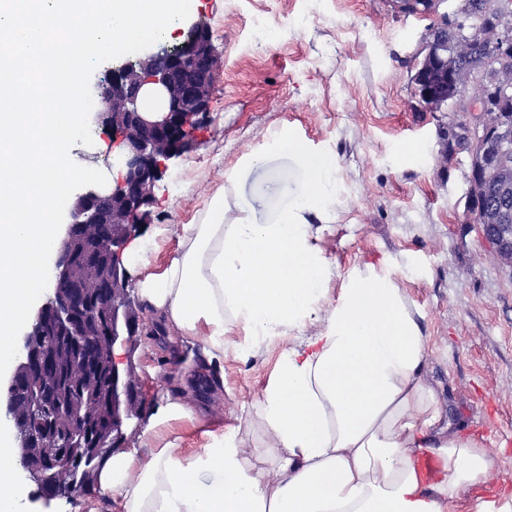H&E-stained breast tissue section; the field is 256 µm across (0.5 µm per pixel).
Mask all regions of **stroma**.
Masks as SVG:
<instances>
[{"instance_id":"obj_1","label":"stroma","mask_w":512,"mask_h":512,"mask_svg":"<svg viewBox=\"0 0 512 512\" xmlns=\"http://www.w3.org/2000/svg\"><path fill=\"white\" fill-rule=\"evenodd\" d=\"M267 21L257 36L252 21ZM207 24L223 60L210 122L192 151L170 164L140 237L168 228L133 279L161 272L183 225L202 218L224 173L261 150L282 128L312 149L334 153L336 218L320 242L334 263L338 292L357 263L390 259L416 304L427 337L424 377L443 422L479 435L491 456L480 482L460 491L452 512L499 508L512 490V274L465 224L464 164L444 166L437 121L414 97L410 77L427 20L396 13L391 0H194L172 42L191 22ZM291 161L270 157L244 195L260 216L277 206L267 182H290ZM133 361L151 415L166 398L189 396L198 417L170 423L164 440L184 452L209 429L235 426L245 447L265 436L242 413L272 378L281 345L260 344L247 360L226 352L214 365L204 334L179 336L141 306Z\"/></svg>"}]
</instances>
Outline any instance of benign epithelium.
<instances>
[{
	"mask_svg": "<svg viewBox=\"0 0 512 512\" xmlns=\"http://www.w3.org/2000/svg\"><path fill=\"white\" fill-rule=\"evenodd\" d=\"M406 16L431 19L430 39L421 42L412 88L427 112H454L442 124L452 143L440 153L466 160L468 223L479 226L484 242L512 275V219L502 211L488 212L472 201L492 180L503 189L512 185V132L497 113L473 101L467 83L448 75L436 62L435 43L448 25L475 29L491 43L509 41L512 30L490 25L482 15L460 9L442 10L447 0H393ZM191 24L192 32L179 52L162 48L128 66L111 70L97 85V123L112 129V186L78 195L69 210L64 236L54 244L50 294L35 312L17 347L14 369L0 399L17 442V459L24 477L33 483L45 506L70 499L90 482H97L112 455L138 430L141 414L133 409L139 380L130 366L114 357L118 345L128 347L137 335L129 318L131 277L124 252L150 207L169 164L196 142V128L207 115L210 91L218 68L211 36ZM96 257L89 264L75 259L77 245ZM59 338L46 347V337ZM107 384L108 417L101 424L98 382ZM56 406L42 426V438L21 427L28 412ZM65 446L50 448L57 436Z\"/></svg>",
	"mask_w": 512,
	"mask_h": 512,
	"instance_id": "obj_1",
	"label": "benign epithelium"
}]
</instances>
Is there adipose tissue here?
Wrapping results in <instances>:
<instances>
[{"mask_svg":"<svg viewBox=\"0 0 512 512\" xmlns=\"http://www.w3.org/2000/svg\"><path fill=\"white\" fill-rule=\"evenodd\" d=\"M290 159L295 187L258 217L243 184L270 155ZM337 160L290 130L224 176L200 223L184 225L165 269L137 283L141 297L181 335L206 329L216 355L248 358L258 342L287 339L273 378L248 406L266 441L243 447L236 428L208 434L200 451L174 442L148 458L118 452L102 494L121 512H448L489 468L480 441L440 426L423 375L419 313L388 260L355 264L336 298L319 242L330 228ZM243 343L228 345L231 329ZM437 469L424 477L422 457ZM18 462L0 425V512H21Z\"/></svg>","mask_w":512,"mask_h":512,"instance_id":"ef3b65f1","label":"adipose tissue"}]
</instances>
